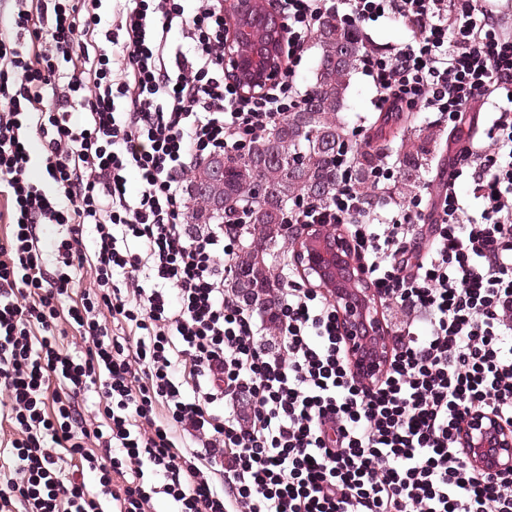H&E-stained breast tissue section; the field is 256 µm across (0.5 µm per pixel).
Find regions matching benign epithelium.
Here are the masks:
<instances>
[{
	"instance_id": "1",
	"label": "benign epithelium",
	"mask_w": 512,
	"mask_h": 512,
	"mask_svg": "<svg viewBox=\"0 0 512 512\" xmlns=\"http://www.w3.org/2000/svg\"><path fill=\"white\" fill-rule=\"evenodd\" d=\"M224 71L243 92L260 95L283 73L286 23L262 0H227ZM291 261L307 285L336 307L353 374L368 383L380 376L391 346L377 295L363 272L342 224H300L291 238ZM471 463L491 472H512V428L494 414L471 413L459 429Z\"/></svg>"
}]
</instances>
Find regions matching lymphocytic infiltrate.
Listing matches in <instances>:
<instances>
[{
	"mask_svg": "<svg viewBox=\"0 0 512 512\" xmlns=\"http://www.w3.org/2000/svg\"><path fill=\"white\" fill-rule=\"evenodd\" d=\"M0 2L14 21L0 34V512H152L160 493L177 512H512V476L476 469L458 442L473 411L512 422V29L501 0H276L287 78L261 97L224 73L221 0H123L111 23L103 0ZM330 15L408 30L394 53L362 56L379 111L430 110L452 127L473 102L489 114L439 189L386 223H368L371 203L348 178L288 213L349 225L373 288L394 302L390 364L371 384L351 372L323 294L286 277L261 317L225 286L236 236L185 221L194 167L297 107L293 77ZM35 139L50 193L31 173ZM463 177L479 215L456 191ZM47 227L60 230L49 253ZM62 323L79 348L64 347ZM89 392L91 408L78 402Z\"/></svg>",
	"mask_w": 512,
	"mask_h": 512,
	"instance_id": "lymphocytic-infiltrate-1",
	"label": "lymphocytic infiltrate"
}]
</instances>
